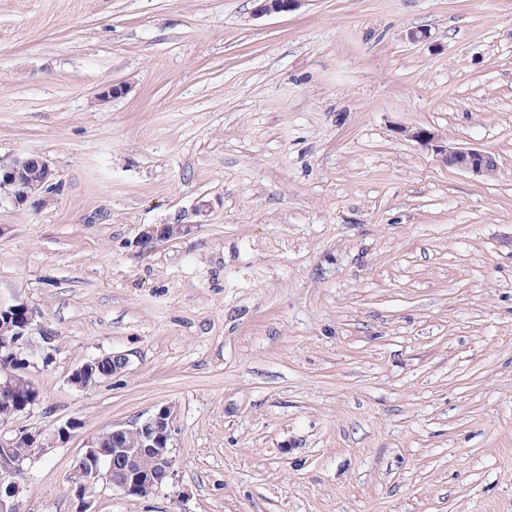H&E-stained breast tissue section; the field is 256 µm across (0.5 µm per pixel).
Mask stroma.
I'll list each match as a JSON object with an SVG mask.
<instances>
[{
    "mask_svg": "<svg viewBox=\"0 0 512 512\" xmlns=\"http://www.w3.org/2000/svg\"><path fill=\"white\" fill-rule=\"evenodd\" d=\"M255 7L0 0V159L57 173L0 200V299L61 338L12 426L81 422L23 512H76L88 440L166 406L174 479L95 512H512V0ZM404 135L418 144L431 147L441 161L447 166L452 160V167L472 173L476 176H489L493 171L492 156L484 151L473 148L449 147L433 130L416 127L403 131ZM32 161L42 169V176L36 181L28 177L33 179L39 177L38 166L33 164L28 168V177L25 173V169ZM55 178L56 172L50 165L36 157H16L9 162L0 160V199L6 195L17 206L27 204L36 207L45 206L49 201L48 190L52 187ZM170 226V236L167 230V224L146 225L140 232L138 244L143 248H151L158 242L167 241L179 236L177 226L179 224H168ZM99 359L100 361L95 372V378L101 381L111 378L113 375H117L116 368L114 365L112 366L113 359L118 360L119 373H123L128 364V359L125 354L105 355L99 357ZM95 361L96 359L86 361L74 369L69 376L70 384L78 389H81L82 391H87L97 387L100 384V381L95 380V378L92 376ZM80 376H83L85 379H87V381L85 384L76 385L74 383V379Z\"/></svg>",
    "mask_w": 512,
    "mask_h": 512,
    "instance_id": "1",
    "label": "stroma"
}]
</instances>
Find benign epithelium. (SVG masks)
Here are the masks:
<instances>
[{"mask_svg":"<svg viewBox=\"0 0 512 512\" xmlns=\"http://www.w3.org/2000/svg\"><path fill=\"white\" fill-rule=\"evenodd\" d=\"M256 11L260 14L289 13L298 9L305 0H255ZM404 135L418 144L436 152L441 161H453V167L472 173L476 176H489L493 171L492 156L484 151L473 148L450 147L433 130L416 127L404 131ZM36 162L42 169L38 180L26 176L25 169ZM56 172L50 165L29 156L16 157L8 162L0 160V197L7 196L15 205L32 204L36 207L48 203V190L52 187ZM170 239L167 225L150 224L140 232L138 244L143 248ZM20 315L18 328L11 336H0V348L17 351L10 368L0 371V401L11 402L13 397L11 381L17 372L29 373V368L36 365L34 353L29 351L32 333H40L39 359L50 363L54 349L49 344V329L39 321L36 309L23 302L5 303L0 300V316ZM95 360L82 363L74 369L69 382L77 377L86 379V383L78 388L87 391L97 387L100 381L92 376ZM136 428L143 434L146 445L143 448H121L118 453L125 455L127 467L125 478L109 479L107 459L109 450L100 448L95 442L88 443L87 448L77 458L76 464L69 475L70 491L77 501L76 512H92L91 504L98 488H110L124 496H141L160 487L163 479L175 475V459L170 445L176 432L174 411L170 407L159 409L155 414L134 422L131 426L112 427V443L118 445L130 428ZM79 428V421L70 418L57 426L48 439L39 433L16 431L3 424L0 426V477L8 479L17 475H25V461L13 455V448L20 440H25L32 448V454L45 455L51 450L66 444Z\"/></svg>","mask_w":512,"mask_h":512,"instance_id":"1","label":"benign epithelium"}]
</instances>
